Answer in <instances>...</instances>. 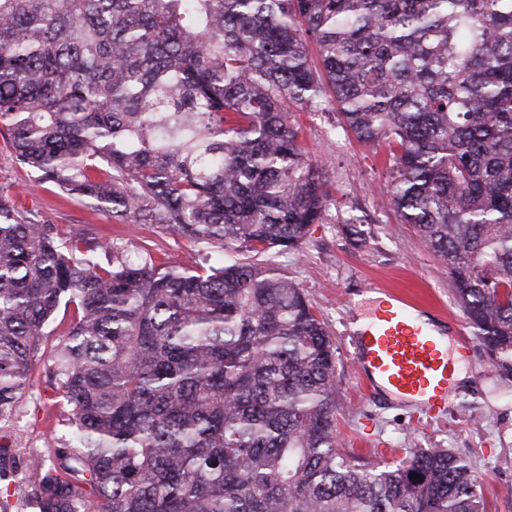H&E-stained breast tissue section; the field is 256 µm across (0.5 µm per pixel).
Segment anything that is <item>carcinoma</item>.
I'll return each mask as SVG.
<instances>
[{"label":"carcinoma","mask_w":512,"mask_h":512,"mask_svg":"<svg viewBox=\"0 0 512 512\" xmlns=\"http://www.w3.org/2000/svg\"><path fill=\"white\" fill-rule=\"evenodd\" d=\"M292 105L388 148L389 206L512 380V0H0L17 163L209 263L114 243L101 264L86 232L0 195V425L44 328L74 312L46 374L70 446L24 476L34 512H488L450 448L352 463L324 320L285 271L224 261L296 249L322 221L328 172ZM17 475L0 444V512Z\"/></svg>","instance_id":"carcinoma-1"}]
</instances>
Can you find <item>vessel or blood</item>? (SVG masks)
Segmentation results:
<instances>
[{"instance_id": "vessel-or-blood-1", "label": "vessel or blood", "mask_w": 512, "mask_h": 512, "mask_svg": "<svg viewBox=\"0 0 512 512\" xmlns=\"http://www.w3.org/2000/svg\"><path fill=\"white\" fill-rule=\"evenodd\" d=\"M385 305L351 338L359 375L370 388L385 387L427 414L441 410L453 391L458 360L472 342L464 325L449 329L427 301L386 290Z\"/></svg>"}]
</instances>
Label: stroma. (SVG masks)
<instances>
[{"mask_svg": "<svg viewBox=\"0 0 512 512\" xmlns=\"http://www.w3.org/2000/svg\"><path fill=\"white\" fill-rule=\"evenodd\" d=\"M290 121L298 127L309 157L328 169L330 203L322 223L312 226L299 248L275 249L265 259L300 285L336 343L337 429L343 452L360 464L392 466L421 448L461 450L491 512H512V380L495 374L480 345H473L470 353L473 371L439 414H425L380 392L368 399L359 390L349 360L352 327L372 311L382 289L420 295L458 318L463 312L443 267L383 201L393 164L388 151L355 141L338 128L332 112L294 106ZM0 194L18 211L37 209L64 234L83 228L99 242H116L129 252L143 251L183 267L201 260L196 247L160 225L112 217L67 198L52 185L38 184L36 173L19 167L1 142ZM352 216L363 221L365 238L359 243L342 230ZM71 317V312L59 311L45 327L15 423L4 432L22 470L34 458L52 455L68 438L67 413L47 390L45 373Z\"/></svg>", "mask_w": 512, "mask_h": 512, "instance_id": "1", "label": "stroma"}]
</instances>
